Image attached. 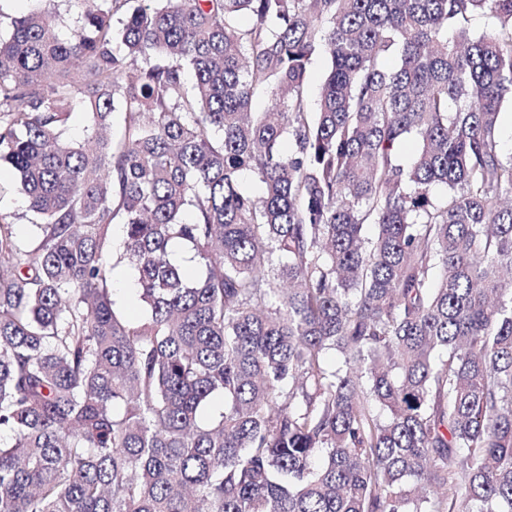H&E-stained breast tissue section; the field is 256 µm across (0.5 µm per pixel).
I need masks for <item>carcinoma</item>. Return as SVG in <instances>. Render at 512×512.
<instances>
[{
	"mask_svg": "<svg viewBox=\"0 0 512 512\" xmlns=\"http://www.w3.org/2000/svg\"><path fill=\"white\" fill-rule=\"evenodd\" d=\"M30 2L0 37L41 230L0 222V512H512V0H97L66 37ZM328 69V60L322 55L314 56L308 66V93L311 102H314L319 94L321 84ZM125 281L135 284V273L126 262H120L113 272V299L124 316L133 318L141 315L143 308L136 298L135 290L122 288Z\"/></svg>",
	"mask_w": 512,
	"mask_h": 512,
	"instance_id": "carcinoma-1",
	"label": "carcinoma"
}]
</instances>
